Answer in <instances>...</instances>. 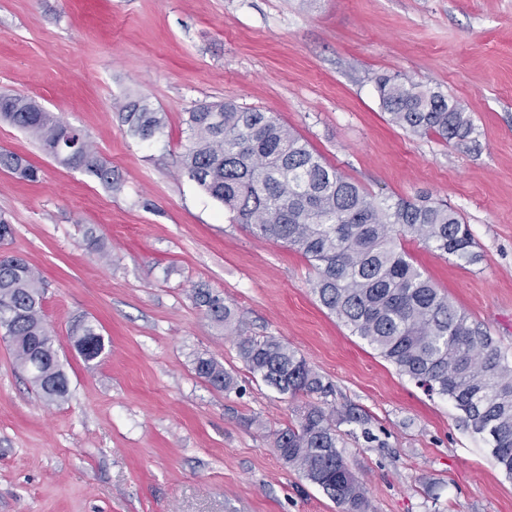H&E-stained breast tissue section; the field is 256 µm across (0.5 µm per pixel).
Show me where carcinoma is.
<instances>
[{
  "instance_id": "obj_1",
  "label": "carcinoma",
  "mask_w": 512,
  "mask_h": 512,
  "mask_svg": "<svg viewBox=\"0 0 512 512\" xmlns=\"http://www.w3.org/2000/svg\"><path fill=\"white\" fill-rule=\"evenodd\" d=\"M375 83L392 124L417 137L468 143L472 120L447 95L387 75ZM122 119L143 140L163 125L162 114L143 101L124 105ZM0 121L27 132L60 164L77 165L107 188L117 187L112 166L92 151L87 136L36 100L1 94ZM185 124L189 145L180 167L236 223L303 255L316 269L310 288L321 305L401 374L448 399L464 426L487 439L496 467L512 479V361L403 247L417 239L440 257L472 262L474 241L459 214L427 196L394 202L371 196L270 112L202 105L187 113ZM0 169L26 180L38 177L10 151H0ZM43 288L23 259L0 256V327L16 364L53 404L68 396L69 380L44 321ZM195 299L236 338L253 379L293 398L332 393L296 350L271 336L247 335L224 299L203 288ZM69 336L86 361L105 351L104 337L86 318L74 321ZM194 370L218 391L239 392L237 379L212 358L196 357ZM335 421V406L308 402L275 433L274 448L342 512H367L365 489L345 461Z\"/></svg>"
}]
</instances>
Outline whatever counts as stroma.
Wrapping results in <instances>:
<instances>
[{
	"instance_id": "obj_1",
	"label": "stroma",
	"mask_w": 512,
	"mask_h": 512,
	"mask_svg": "<svg viewBox=\"0 0 512 512\" xmlns=\"http://www.w3.org/2000/svg\"><path fill=\"white\" fill-rule=\"evenodd\" d=\"M435 88L474 140L418 138L382 110L376 76ZM0 93L81 129L119 177L111 191L0 121V250L44 278L45 323L69 379L46 405L0 336V512H341L285 465L274 434L295 399L251 378L236 341L196 305L206 288L252 336L294 347L333 388L345 460L368 512H512V479L448 399L427 395L325 309L311 264L233 222L181 170L184 119L231 102L274 115L370 195L447 202L476 262L417 240L416 265L512 357V0H0ZM164 117L148 140L121 108ZM88 316L107 345L68 340ZM221 363L227 395L193 360ZM0 169L8 170L22 179L36 180L38 170L26 159L10 151H0ZM98 330L97 325L86 318L76 319L71 325L70 339L85 361L95 360L105 351L104 337ZM194 370L199 378L218 391L236 394L240 391L237 379L212 358L197 356L194 359Z\"/></svg>"
}]
</instances>
